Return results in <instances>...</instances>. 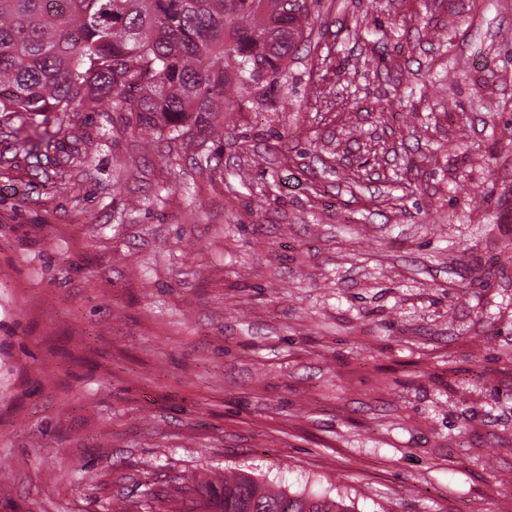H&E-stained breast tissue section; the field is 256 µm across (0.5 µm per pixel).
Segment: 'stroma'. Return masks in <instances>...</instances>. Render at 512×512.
<instances>
[{"instance_id": "obj_1", "label": "stroma", "mask_w": 512, "mask_h": 512, "mask_svg": "<svg viewBox=\"0 0 512 512\" xmlns=\"http://www.w3.org/2000/svg\"><path fill=\"white\" fill-rule=\"evenodd\" d=\"M307 6L204 126L0 117V512H512V0ZM174 492L161 493L162 497L150 492L142 502L144 511H153L149 509L158 499L167 502L168 512H193L200 507L206 512H354L340 498L290 496L244 470L224 472L188 487L181 484Z\"/></svg>"}]
</instances>
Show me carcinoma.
Returning a JSON list of instances; mask_svg holds the SVG:
<instances>
[{
  "label": "carcinoma",
  "instance_id": "cac0c4a2",
  "mask_svg": "<svg viewBox=\"0 0 512 512\" xmlns=\"http://www.w3.org/2000/svg\"><path fill=\"white\" fill-rule=\"evenodd\" d=\"M281 0H0V114H67L106 102L141 133L179 132L217 99L272 86L307 14ZM168 512H352L338 498L294 495L224 472L174 493Z\"/></svg>",
  "mask_w": 512,
  "mask_h": 512
}]
</instances>
